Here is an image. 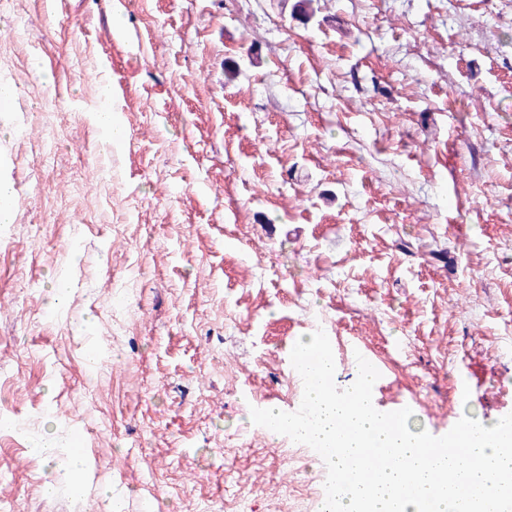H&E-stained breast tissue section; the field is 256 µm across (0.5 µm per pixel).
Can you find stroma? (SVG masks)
Segmentation results:
<instances>
[{"instance_id": "stroma-1", "label": "stroma", "mask_w": 512, "mask_h": 512, "mask_svg": "<svg viewBox=\"0 0 512 512\" xmlns=\"http://www.w3.org/2000/svg\"><path fill=\"white\" fill-rule=\"evenodd\" d=\"M0 85L9 512H318L250 410L319 329L411 432L512 414V0H0ZM40 451L48 457H61L62 469L69 474L80 471L82 466V455L72 448H56L50 440H45L40 446Z\"/></svg>"}]
</instances>
